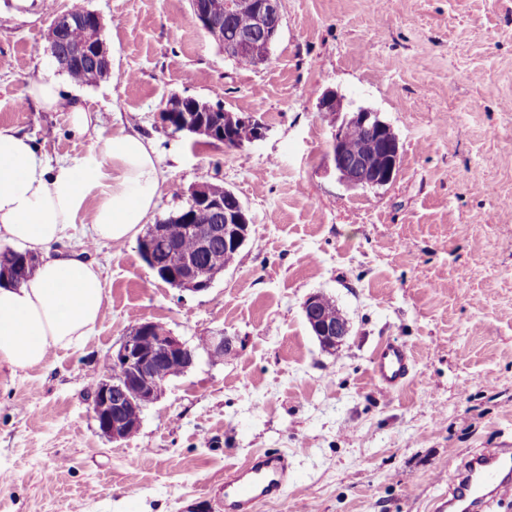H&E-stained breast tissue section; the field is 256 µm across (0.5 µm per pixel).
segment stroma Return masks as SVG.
I'll return each mask as SVG.
<instances>
[{
  "label": "stroma",
  "instance_id": "obj_1",
  "mask_svg": "<svg viewBox=\"0 0 512 512\" xmlns=\"http://www.w3.org/2000/svg\"><path fill=\"white\" fill-rule=\"evenodd\" d=\"M80 1L102 20L112 72L78 85L47 40L50 8L73 0H0V127L53 163L133 120L164 172L150 223L209 180L252 224L201 293L156 278L136 241L93 244L104 319L78 349L0 365V512H224L225 469L268 449L288 455V491L257 512H434L464 459L512 448V0H281L258 68L227 57L190 0ZM41 75L81 94L97 135L24 98ZM329 89L343 111H318ZM175 95L251 114L266 135L228 151L172 132L161 112ZM361 106L399 139L382 188L348 187L334 167L332 130ZM315 293L349 327L331 349L304 316ZM142 321L197 362L113 442L90 394ZM220 332L231 350L216 358L205 342ZM388 340L413 363L391 392L369 373Z\"/></svg>",
  "mask_w": 512,
  "mask_h": 512
}]
</instances>
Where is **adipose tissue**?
<instances>
[{
	"label": "adipose tissue",
	"instance_id": "adipose-tissue-1",
	"mask_svg": "<svg viewBox=\"0 0 512 512\" xmlns=\"http://www.w3.org/2000/svg\"><path fill=\"white\" fill-rule=\"evenodd\" d=\"M25 94L43 111L68 113L74 131H89L90 111L54 78L29 80ZM162 179L152 141L131 122L81 160L53 165L28 134L0 127V241L40 259L21 285H0V363L32 368L49 349L73 348L93 331L104 316V279L86 248L68 244L69 232L84 213L92 240L134 239Z\"/></svg>",
	"mask_w": 512,
	"mask_h": 512
}]
</instances>
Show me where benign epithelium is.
<instances>
[{"label":"benign epithelium","mask_w":512,"mask_h":512,"mask_svg":"<svg viewBox=\"0 0 512 512\" xmlns=\"http://www.w3.org/2000/svg\"><path fill=\"white\" fill-rule=\"evenodd\" d=\"M235 0H211L204 8L192 2L196 24L215 42L222 45L230 57L248 56L258 67L269 60L271 48L282 27L280 0H253L251 26L232 36L224 33V21L234 9ZM78 54L108 58L102 31L89 32L87 42L79 46ZM191 98L171 97L164 111L181 112V123L185 129L205 135L224 145L227 150H239L245 143L264 138L266 127L251 115L231 114V123L242 129L236 136L232 133L217 136L195 120L189 105ZM343 109V99L334 90L325 91L318 101L321 112ZM353 125L366 127L380 140L378 149L363 155L347 157L339 147L348 139ZM393 128L382 121L379 114L369 108L360 107L350 120L334 127L331 140L332 158L339 179L351 188H376L392 183L400 157L399 142L392 141ZM211 183L202 182L191 191L190 201L196 208L208 209L224 215L222 224H195L192 217L185 223L193 233L196 246L191 252L174 249L171 253L167 277L182 290L198 292L204 290L199 280V257H215L219 241L224 245L240 249L246 242L252 218L236 195L222 196L211 192ZM321 295L309 296L303 304L306 320L319 341L333 345L348 335V325L342 321L332 323L318 317ZM141 333L153 336V347L145 349L135 341L125 338L108 358V369L98 379L92 396L93 418L101 435L113 442L123 441L136 433L141 425V414L147 404L161 394L168 376L162 365L175 359L189 360L195 364L196 353L186 342L156 322L141 325Z\"/></svg>","instance_id":"obj_1"}]
</instances>
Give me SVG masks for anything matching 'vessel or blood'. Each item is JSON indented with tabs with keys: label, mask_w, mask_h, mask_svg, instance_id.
<instances>
[{
	"label": "vessel or blood",
	"mask_w": 512,
	"mask_h": 512,
	"mask_svg": "<svg viewBox=\"0 0 512 512\" xmlns=\"http://www.w3.org/2000/svg\"><path fill=\"white\" fill-rule=\"evenodd\" d=\"M412 370L407 348L396 342L379 345L371 360L373 381L394 390L405 384ZM288 457L277 450L253 455L224 477V512H255L258 503L282 498L288 490ZM512 495V452L473 458L458 469L446 497L435 512H474L487 497Z\"/></svg>",
	"instance_id": "1"
}]
</instances>
